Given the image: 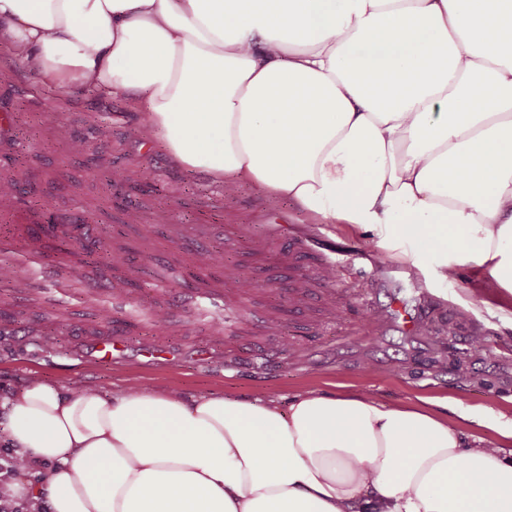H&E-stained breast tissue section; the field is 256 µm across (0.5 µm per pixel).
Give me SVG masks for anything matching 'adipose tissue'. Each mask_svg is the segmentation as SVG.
<instances>
[{
  "instance_id": "adipose-tissue-1",
  "label": "adipose tissue",
  "mask_w": 512,
  "mask_h": 512,
  "mask_svg": "<svg viewBox=\"0 0 512 512\" xmlns=\"http://www.w3.org/2000/svg\"><path fill=\"white\" fill-rule=\"evenodd\" d=\"M58 91L125 97L186 174L512 294V0H0ZM311 388L288 403L32 382L0 404L49 512H512V427Z\"/></svg>"
}]
</instances>
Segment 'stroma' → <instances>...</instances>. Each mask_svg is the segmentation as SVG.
Masks as SVG:
<instances>
[{"label":"stroma","mask_w":512,"mask_h":512,"mask_svg":"<svg viewBox=\"0 0 512 512\" xmlns=\"http://www.w3.org/2000/svg\"><path fill=\"white\" fill-rule=\"evenodd\" d=\"M19 114L11 139L0 144V173L12 174L31 190L26 202L62 216L75 209L94 214L84 230L88 240L126 247L131 269L129 296L148 306H167L170 296L195 288L199 278L220 281L235 270L251 283L245 305L281 312L277 336H228L214 343L206 322L181 312L180 329L163 325L101 322L83 303L62 317L46 314L20 286L0 281V399L31 382L64 389L94 384L108 394L146 386L187 395L223 393L256 400L290 396L329 383L366 388L381 401L416 405L422 397H455L475 410L512 421V330L486 311L500 291L460 270L453 278L429 274L417 287L408 267L388 259L372 234L348 232L339 224L309 223L296 209L264 200L270 224L314 237L317 250L335 252L347 264L336 278V316L322 296L296 309L288 290L296 276H313L307 260L288 266L270 256L256 262L243 243L224 241V224L256 193L242 189L218 200V188L202 176L190 177L159 152L140 147L133 134L137 111L121 98L102 101L90 93L68 95L44 86L37 76L0 46V108ZM59 108V126L41 123L44 111ZM173 224H209L212 248L224 261L209 264L169 241ZM471 300L470 308L458 298ZM120 330L126 348L112 361H100L90 338ZM169 351L148 355L154 337ZM483 337L485 355L470 346ZM280 355L266 365V348Z\"/></svg>","instance_id":"stroma-1"}]
</instances>
